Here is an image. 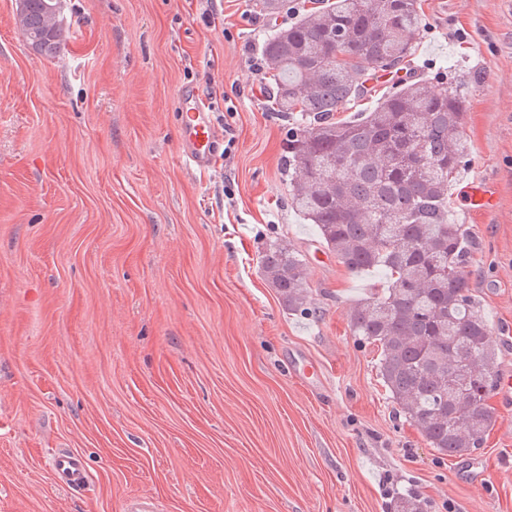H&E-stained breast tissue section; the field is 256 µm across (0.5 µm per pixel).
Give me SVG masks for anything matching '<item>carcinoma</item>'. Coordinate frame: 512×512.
<instances>
[{
  "label": "carcinoma",
  "instance_id": "cac0c4a2",
  "mask_svg": "<svg viewBox=\"0 0 512 512\" xmlns=\"http://www.w3.org/2000/svg\"><path fill=\"white\" fill-rule=\"evenodd\" d=\"M47 0H27L22 35L42 56L66 45ZM417 0H331L274 28L260 54L273 109L293 119L282 167L292 206L351 273L377 271L351 311L355 340L379 350L377 377L398 414L430 447L461 457L484 447L496 418L499 353L471 289L474 242L448 188L467 166L466 97L458 85L404 80L371 99L377 72L416 54ZM371 106L344 119L358 100ZM264 279L290 311L311 312L304 255L278 244ZM391 512H423L414 494Z\"/></svg>",
  "mask_w": 512,
  "mask_h": 512
}]
</instances>
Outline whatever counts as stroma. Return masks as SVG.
Returning a JSON list of instances; mask_svg holds the SVG:
<instances>
[{
    "label": "stroma",
    "instance_id": "stroma-1",
    "mask_svg": "<svg viewBox=\"0 0 512 512\" xmlns=\"http://www.w3.org/2000/svg\"><path fill=\"white\" fill-rule=\"evenodd\" d=\"M416 79L461 82L469 165L451 188L476 248L473 293L512 376V0H419ZM55 57L0 0V512H512V402L473 458L396 417L350 311L349 273L291 205L288 120L252 69L259 0H64ZM232 141L205 172L179 156L182 88ZM494 210L465 203L477 182ZM273 244L309 263L313 314L258 271ZM71 450L90 481L60 483Z\"/></svg>",
    "mask_w": 512,
    "mask_h": 512
}]
</instances>
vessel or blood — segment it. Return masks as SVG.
Instances as JSON below:
<instances>
[{"label": "vessel or blood", "mask_w": 512, "mask_h": 512, "mask_svg": "<svg viewBox=\"0 0 512 512\" xmlns=\"http://www.w3.org/2000/svg\"><path fill=\"white\" fill-rule=\"evenodd\" d=\"M180 96L191 99L192 105L183 112L176 130L179 153L188 166L199 170L208 168L221 145L212 112L202 100L194 98L192 90H181ZM52 469L60 482L72 489L82 487L88 479L83 460L74 453L55 456Z\"/></svg>", "instance_id": "obj_1"}]
</instances>
